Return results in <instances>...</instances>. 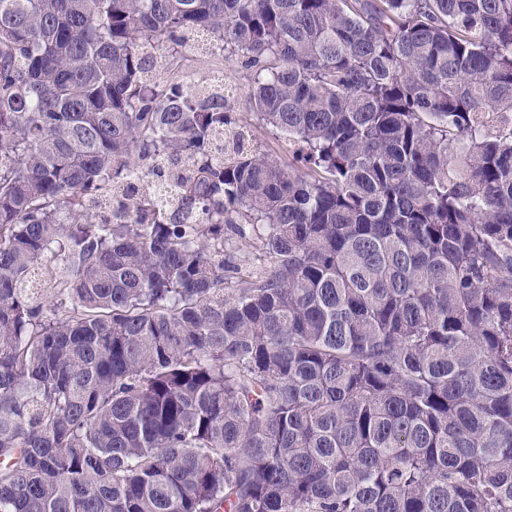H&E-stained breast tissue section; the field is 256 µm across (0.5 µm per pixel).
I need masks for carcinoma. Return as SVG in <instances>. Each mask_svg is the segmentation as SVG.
Wrapping results in <instances>:
<instances>
[{
    "label": "carcinoma",
    "mask_w": 512,
    "mask_h": 512,
    "mask_svg": "<svg viewBox=\"0 0 512 512\" xmlns=\"http://www.w3.org/2000/svg\"><path fill=\"white\" fill-rule=\"evenodd\" d=\"M0 512H512V0H0ZM180 79L195 87H208L214 79H224V84L233 87L236 94L231 99L234 117L241 125H246L250 143L254 149L268 153L288 167L293 163L288 138L273 132L259 122L250 108L248 98L250 73L236 60H225L222 52L205 53L193 47L182 48L174 62Z\"/></svg>",
    "instance_id": "1"
}]
</instances>
